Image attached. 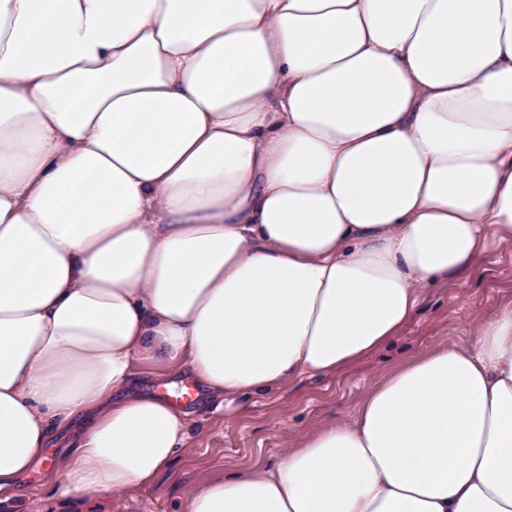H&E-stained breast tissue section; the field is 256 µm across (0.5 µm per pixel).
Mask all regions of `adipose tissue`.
<instances>
[{
	"instance_id": "ef3b65f1",
	"label": "adipose tissue",
	"mask_w": 512,
	"mask_h": 512,
	"mask_svg": "<svg viewBox=\"0 0 512 512\" xmlns=\"http://www.w3.org/2000/svg\"><path fill=\"white\" fill-rule=\"evenodd\" d=\"M512 242V0H0V501L152 485ZM68 439L65 462L46 455ZM183 512H512V304Z\"/></svg>"
}]
</instances>
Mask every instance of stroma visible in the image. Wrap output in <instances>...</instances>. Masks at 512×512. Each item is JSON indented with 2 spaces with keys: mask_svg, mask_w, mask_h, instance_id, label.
Listing matches in <instances>:
<instances>
[{
  "mask_svg": "<svg viewBox=\"0 0 512 512\" xmlns=\"http://www.w3.org/2000/svg\"><path fill=\"white\" fill-rule=\"evenodd\" d=\"M511 302L512 243H503L454 282L426 292L399 336L336 374L305 376L224 410L188 371L164 377L144 372L140 392L164 397L173 387L193 389L187 404L194 417L192 438L153 485L109 501L92 495L76 507L60 502L35 473L24 483L21 503L36 512H182L196 484L246 466L274 464L307 431L351 418L365 391L407 360L435 344L467 339L480 319Z\"/></svg>",
  "mask_w": 512,
  "mask_h": 512,
  "instance_id": "stroma-1",
  "label": "stroma"
}]
</instances>
